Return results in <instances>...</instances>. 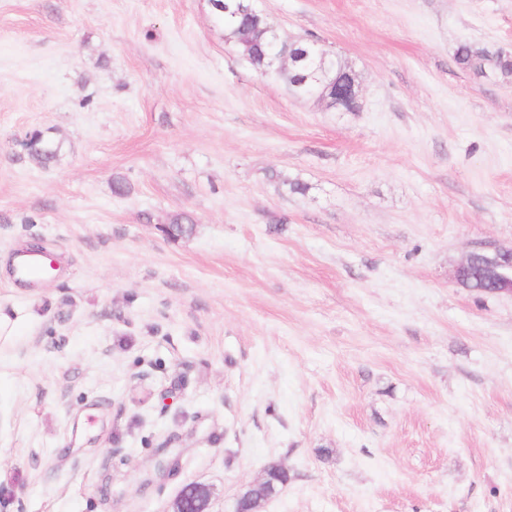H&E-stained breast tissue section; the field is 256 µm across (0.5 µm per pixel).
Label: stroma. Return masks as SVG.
<instances>
[{
    "mask_svg": "<svg viewBox=\"0 0 512 512\" xmlns=\"http://www.w3.org/2000/svg\"><path fill=\"white\" fill-rule=\"evenodd\" d=\"M258 6L356 111L259 75L208 0H0V512L194 481L233 512L272 462L262 512H512V295L455 278L512 247V82L453 61L512 50V0ZM31 247L57 272L16 284ZM453 58L460 70L479 78L512 81V55L503 48L483 43H461L456 47ZM316 57L319 59L320 67L313 73L312 80L314 84L323 86L324 100L327 105L334 106L337 111L341 112L355 111L359 104L360 87L353 71L348 70V64L323 49L317 52ZM333 58H336V72L329 77L324 65L327 62H332ZM339 70L347 71H342L336 76Z\"/></svg>",
    "mask_w": 512,
    "mask_h": 512,
    "instance_id": "stroma-1",
    "label": "stroma"
}]
</instances>
